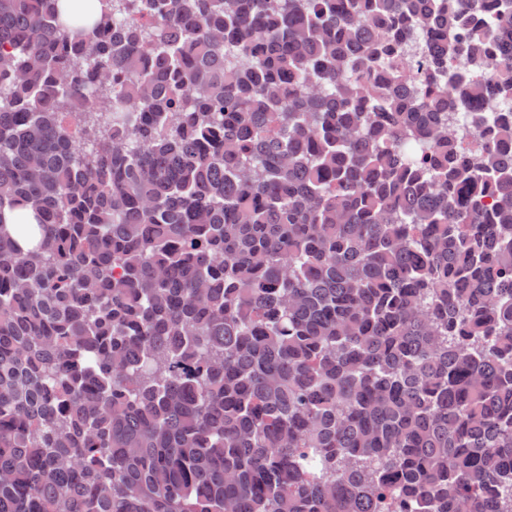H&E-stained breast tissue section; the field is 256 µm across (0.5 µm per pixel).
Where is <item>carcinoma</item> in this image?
Masks as SVG:
<instances>
[{"mask_svg": "<svg viewBox=\"0 0 512 512\" xmlns=\"http://www.w3.org/2000/svg\"><path fill=\"white\" fill-rule=\"evenodd\" d=\"M0 0V512H512V0Z\"/></svg>", "mask_w": 512, "mask_h": 512, "instance_id": "cac0c4a2", "label": "carcinoma"}]
</instances>
